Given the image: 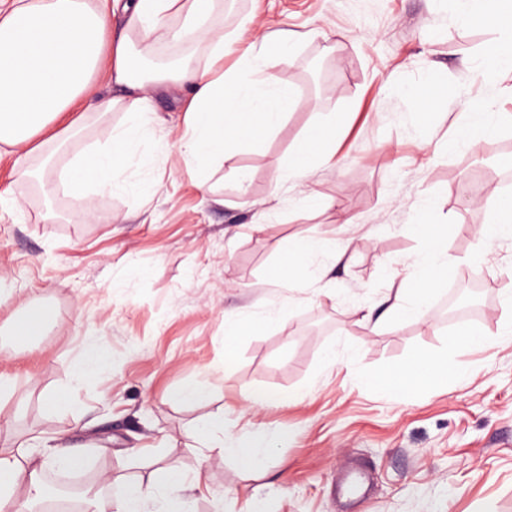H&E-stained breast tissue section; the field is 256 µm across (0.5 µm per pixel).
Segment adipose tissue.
<instances>
[{"mask_svg": "<svg viewBox=\"0 0 512 512\" xmlns=\"http://www.w3.org/2000/svg\"><path fill=\"white\" fill-rule=\"evenodd\" d=\"M216 0H0V157L25 159L43 145L39 138L51 133L64 142L79 126L85 112H124L126 124L112 135L108 147L78 155L61 173V181L74 196L88 190L111 192L121 188V175L135 160V145L149 136L154 123L153 93L158 89L185 91L186 131L181 155L187 163L234 157L274 131L293 100L292 91L267 76V57L245 54L240 64L221 70L224 32L209 19ZM462 19L485 16L502 33V41L482 60L484 70H512V8L503 0H457ZM120 16L122 28L112 33V18ZM180 18L171 26V18ZM165 40L209 50L207 66H198L193 54L146 66L139 51L148 41ZM105 79L110 96L96 90ZM501 113L487 99L467 101L449 147L471 142L473 132L498 133ZM336 141V115L328 113L311 126L302 143L289 156V177L303 179L316 166H329ZM409 230L424 248L413 264V285L398 289L388 310L392 319L423 316L434 290L458 260L448 253V238L440 225L418 215ZM345 245L320 238L293 243L284 262L273 274L280 287L303 283L314 259L342 256ZM448 358L420 356L404 366L399 377L383 376L379 382L394 392L432 387L462 375ZM204 445L218 443L222 453L238 458L246 467L263 470L281 437L272 433L239 438L224 431L219 417L202 420L196 427ZM43 456H16L0 451V507L17 490L36 498L41 490ZM204 474L187 476L163 467L155 479L125 486L117 499L98 503L96 512H145L157 493H164L167 512H185L186 490L199 487Z\"/></svg>", "mask_w": 512, "mask_h": 512, "instance_id": "adipose-tissue-1", "label": "adipose tissue"}]
</instances>
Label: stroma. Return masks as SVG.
<instances>
[{
	"instance_id": "1",
	"label": "stroma",
	"mask_w": 512,
	"mask_h": 512,
	"mask_svg": "<svg viewBox=\"0 0 512 512\" xmlns=\"http://www.w3.org/2000/svg\"><path fill=\"white\" fill-rule=\"evenodd\" d=\"M211 22L231 35L228 68L264 34L290 38L268 52L294 101L260 143L226 163L186 165L184 115L166 96L155 101V128L168 151L140 144L126 189L84 202L58 183L73 154L125 125L120 111L85 117L53 161L49 195L0 160V380L10 385L0 392V450L66 438L85 451L84 476H107L113 496L156 463L205 469L189 512H248L255 497L267 512H512V343L474 351L448 342L512 321L501 304L512 293V239L474 257L480 229L512 197V125L467 149L444 146L465 101L489 98L512 115V72L477 70L499 32L483 18L462 21L455 0H219ZM430 83L442 96L422 124L413 96ZM326 112L339 121L335 170L283 178ZM482 163L494 183L480 205L461 206L456 190ZM310 193L322 208L301 205ZM424 210L465 264L442 280L424 317L383 322L421 251L405 227ZM306 237L350 247L341 261L317 260L308 283L271 285L288 242ZM465 271L488 286L476 315L452 317L446 302ZM34 303L45 323L28 349L12 331ZM280 309V324L225 341V316ZM93 344L109 363L74 383ZM420 354L467 374L404 396L371 385ZM192 383L208 398L175 400ZM61 392L69 401L58 407L51 399ZM257 392L271 402L253 410ZM209 417L237 437L280 432L264 472L216 448L201 458L192 433Z\"/></svg>"
}]
</instances>
